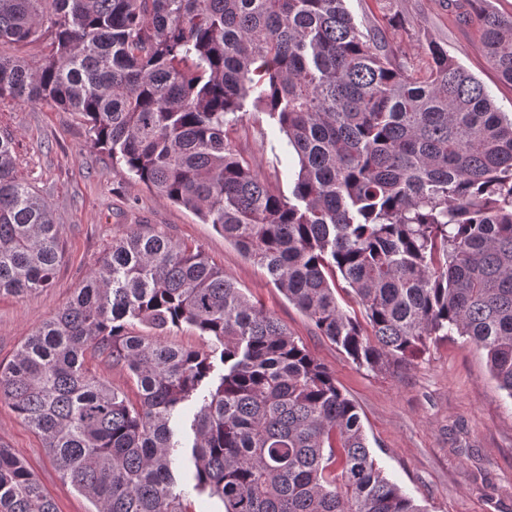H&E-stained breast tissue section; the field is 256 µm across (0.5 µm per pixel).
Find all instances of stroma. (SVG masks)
<instances>
[{"instance_id":"35a3bbf8","label":"stroma","mask_w":512,"mask_h":512,"mask_svg":"<svg viewBox=\"0 0 512 512\" xmlns=\"http://www.w3.org/2000/svg\"><path fill=\"white\" fill-rule=\"evenodd\" d=\"M357 23L384 30L392 45L424 68L427 44L444 45L512 115V84L486 59L473 5L454 0H346ZM0 126L14 136L15 175L50 205L63 256L38 294L0 295V362L62 309L96 271L113 241L141 229L203 252L242 291L285 325L352 399L379 465L424 512H512V400L499 391L482 350L439 336L403 362L372 370L316 334L310 320L213 225L119 172L95 146L77 113L52 103L0 100ZM234 148L267 183L288 193L298 168L287 139L266 113L249 110L229 132ZM0 445L34 473L59 512L90 503L59 477L43 442L0 401Z\"/></svg>"}]
</instances>
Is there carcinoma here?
Returning <instances> with one entry per match:
<instances>
[{
  "label": "carcinoma",
  "mask_w": 512,
  "mask_h": 512,
  "mask_svg": "<svg viewBox=\"0 0 512 512\" xmlns=\"http://www.w3.org/2000/svg\"><path fill=\"white\" fill-rule=\"evenodd\" d=\"M476 19L512 83V18ZM46 36L37 62L0 54V100L82 115L112 164L224 233L354 363L379 369L455 333L512 398V116L444 46L428 43L420 73L345 0H0L1 45ZM250 99L298 159L287 195L229 142ZM13 144L0 129V295L47 287L62 258ZM338 274L370 332L336 302ZM129 320L161 335L185 324L209 344L164 345ZM90 349L137 400L87 373ZM0 400L93 512H189L191 491L224 512H424L302 342L202 252L148 232L112 242L0 362ZM0 512H58L2 446Z\"/></svg>",
  "instance_id": "1"
}]
</instances>
